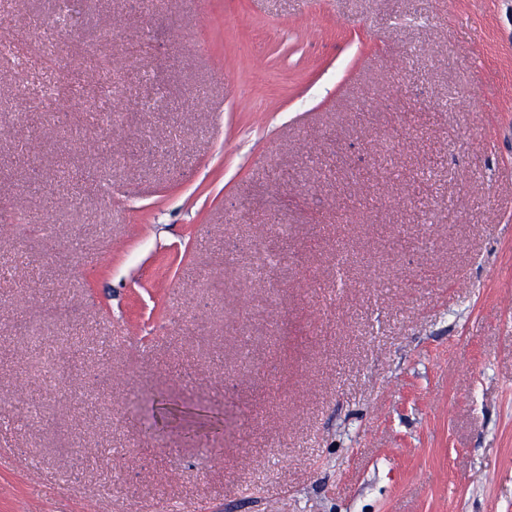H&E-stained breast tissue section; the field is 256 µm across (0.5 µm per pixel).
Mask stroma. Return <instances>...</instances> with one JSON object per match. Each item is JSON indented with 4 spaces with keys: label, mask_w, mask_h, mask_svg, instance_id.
Segmentation results:
<instances>
[{
    "label": "stroma",
    "mask_w": 512,
    "mask_h": 512,
    "mask_svg": "<svg viewBox=\"0 0 512 512\" xmlns=\"http://www.w3.org/2000/svg\"><path fill=\"white\" fill-rule=\"evenodd\" d=\"M79 18L0 79V198L73 258L0 216V512H512V0ZM76 69L58 140L18 90ZM19 35V41L26 42L29 44L31 50L42 56V57H48L50 59H57L62 51L63 46L65 44L66 40H73L76 37V32H73L72 30L65 31L63 34V39L59 42H52L49 45L42 44L41 42H38L37 40L33 39L31 34L28 33L27 30L18 28L15 30Z\"/></svg>",
    "instance_id": "1"
}]
</instances>
